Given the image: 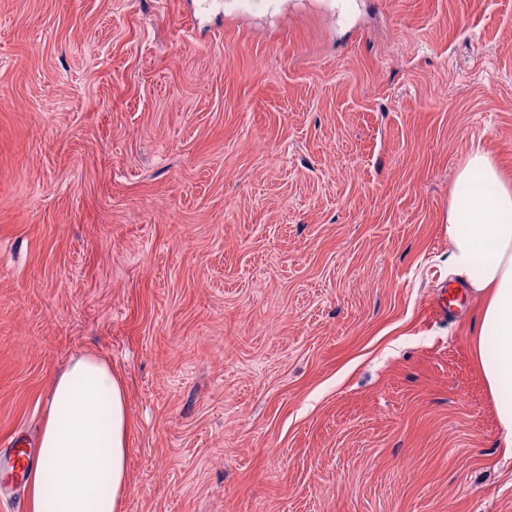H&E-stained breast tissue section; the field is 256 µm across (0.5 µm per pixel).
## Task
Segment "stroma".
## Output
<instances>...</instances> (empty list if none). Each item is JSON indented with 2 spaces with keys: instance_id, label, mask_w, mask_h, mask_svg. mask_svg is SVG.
Returning a JSON list of instances; mask_svg holds the SVG:
<instances>
[{
  "instance_id": "35a3bbf8",
  "label": "stroma",
  "mask_w": 512,
  "mask_h": 512,
  "mask_svg": "<svg viewBox=\"0 0 512 512\" xmlns=\"http://www.w3.org/2000/svg\"><path fill=\"white\" fill-rule=\"evenodd\" d=\"M475 146L512 184V0H0V451L92 351L122 512H512ZM465 200L448 209L454 273L483 302L472 352L495 401L501 446L512 452V187L483 149L472 148L458 172Z\"/></svg>"
}]
</instances>
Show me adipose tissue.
Returning <instances> with one entry per match:
<instances>
[{
  "mask_svg": "<svg viewBox=\"0 0 512 512\" xmlns=\"http://www.w3.org/2000/svg\"><path fill=\"white\" fill-rule=\"evenodd\" d=\"M464 202L448 209L450 259L483 302L472 352L495 401L501 446L512 452V185L483 149L458 172ZM132 429L125 381L97 355L74 360L54 381L30 512H121L129 487Z\"/></svg>",
  "mask_w": 512,
  "mask_h": 512,
  "instance_id": "ef3b65f1",
  "label": "adipose tissue"
}]
</instances>
